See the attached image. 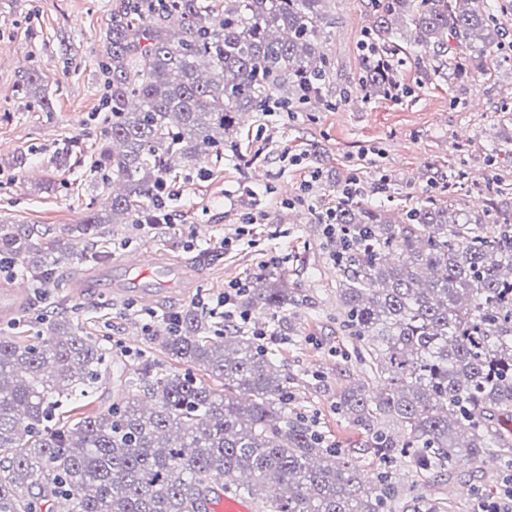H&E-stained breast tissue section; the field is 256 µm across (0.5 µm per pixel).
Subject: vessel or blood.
Returning a JSON list of instances; mask_svg holds the SVG:
<instances>
[{
    "label": "vessel or blood",
    "instance_id": "1",
    "mask_svg": "<svg viewBox=\"0 0 512 512\" xmlns=\"http://www.w3.org/2000/svg\"><path fill=\"white\" fill-rule=\"evenodd\" d=\"M201 277L195 265L176 259H161L155 252H138L134 258L121 264H106L94 268L80 279L73 293L84 298L103 293L113 300L121 301L132 294L151 300L156 296L157 286L187 292L195 288ZM27 287L23 281H14L12 287L0 290V318L9 319L18 297ZM208 512H253L252 505L242 499L228 496L221 481H214L206 503Z\"/></svg>",
    "mask_w": 512,
    "mask_h": 512
}]
</instances>
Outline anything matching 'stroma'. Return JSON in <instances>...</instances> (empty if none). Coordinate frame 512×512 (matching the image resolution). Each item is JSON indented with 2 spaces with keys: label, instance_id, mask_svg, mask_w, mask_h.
I'll return each mask as SVG.
<instances>
[{
  "label": "stroma",
  "instance_id": "1",
  "mask_svg": "<svg viewBox=\"0 0 512 512\" xmlns=\"http://www.w3.org/2000/svg\"><path fill=\"white\" fill-rule=\"evenodd\" d=\"M113 3L0 0V224H34L62 238L67 225L101 204L95 161L111 114L98 53ZM377 9V0H332L321 37L331 60L325 102L243 118L233 144L209 159L208 176L184 169L168 181L172 223L113 225L97 251L72 256L64 272L69 278L95 268L98 251L117 263L141 249L201 267L198 287L186 296L70 299L71 325L103 337L130 365L149 348L143 325L159 326L198 299L223 294L278 257V271L301 301L289 316V339L274 346L294 379L292 407L353 452L363 435L337 415L336 396L363 374L336 354L350 340L336 329V263L322 213L352 181L360 198L398 212L430 195L463 199L494 222L512 212V194L497 191L498 180L512 184V164L492 152L512 138V59L488 74L469 67L433 81L409 61L403 96L365 97L358 49ZM22 58L39 71L51 111L20 90ZM437 171L446 187L431 186ZM62 293L54 286L40 299H25L0 328L17 335L56 316ZM499 473V466L478 462L435 480L403 466L397 478L407 493L441 499L452 512H474L468 488L496 482Z\"/></svg>",
  "mask_w": 512,
  "mask_h": 512
}]
</instances>
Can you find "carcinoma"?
Wrapping results in <instances>:
<instances>
[{
  "label": "carcinoma",
  "mask_w": 512,
  "mask_h": 512,
  "mask_svg": "<svg viewBox=\"0 0 512 512\" xmlns=\"http://www.w3.org/2000/svg\"><path fill=\"white\" fill-rule=\"evenodd\" d=\"M330 0H119L102 69L112 147L98 155L101 182L123 184L68 236L82 245L117 219L152 224L153 203L180 158L197 166L224 149L249 112H295L326 89L331 64L319 39ZM387 0L361 44L359 86L386 97L405 55L427 77L462 62L484 69L512 51L500 17L512 0ZM38 70L21 90L50 111ZM336 224L339 329L345 358L365 380L340 391L337 414L362 431L380 462L365 478L349 451L327 443L290 409V377L269 344L221 328L191 305L162 336L177 362L220 382L163 370L144 355L121 400L72 420L62 403L92 397L112 370V347L53 319L32 336H0V512H206L210 480L259 512H395L392 465L438 478L461 461L512 448V220L492 225L456 200L426 198L395 218L342 196ZM0 255L45 288L68 248L29 225L0 224ZM299 305L281 275L260 268L236 299L275 325ZM413 512H446L421 493Z\"/></svg>",
  "instance_id": "cac0c4a2"
}]
</instances>
